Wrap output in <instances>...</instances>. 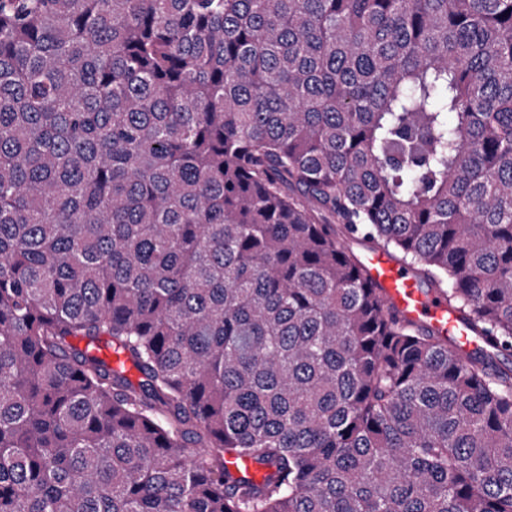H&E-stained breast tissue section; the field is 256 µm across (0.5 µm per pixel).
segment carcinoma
<instances>
[{
  "label": "carcinoma",
  "mask_w": 512,
  "mask_h": 512,
  "mask_svg": "<svg viewBox=\"0 0 512 512\" xmlns=\"http://www.w3.org/2000/svg\"><path fill=\"white\" fill-rule=\"evenodd\" d=\"M506 352L512 0H0V512H512ZM362 266L370 282L381 288L388 307L404 318L448 336L463 353L483 346V339L473 336L459 313L448 306L444 293L422 288L412 270L388 253L368 252L362 258Z\"/></svg>",
  "instance_id": "cac0c4a2"
}]
</instances>
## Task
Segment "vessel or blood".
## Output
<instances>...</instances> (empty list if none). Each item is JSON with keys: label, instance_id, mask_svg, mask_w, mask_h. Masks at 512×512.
I'll list each match as a JSON object with an SVG mask.
<instances>
[{"label": "vessel or blood", "instance_id": "b4317fda", "mask_svg": "<svg viewBox=\"0 0 512 512\" xmlns=\"http://www.w3.org/2000/svg\"><path fill=\"white\" fill-rule=\"evenodd\" d=\"M362 266L370 282L380 288L388 307L404 318L449 337L462 352L483 346V339L473 336L459 313L449 307L444 293L422 288L412 270L388 253L368 252Z\"/></svg>", "mask_w": 512, "mask_h": 512}]
</instances>
